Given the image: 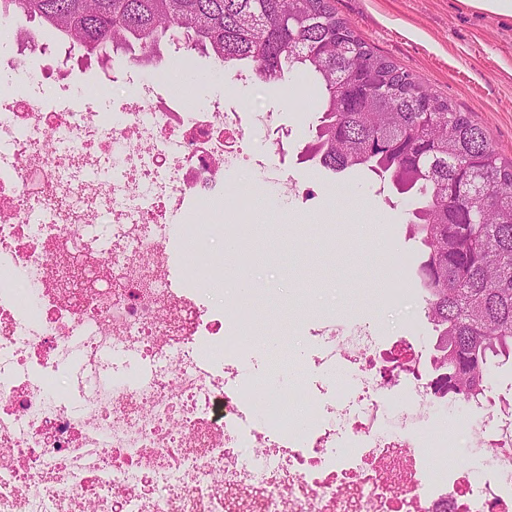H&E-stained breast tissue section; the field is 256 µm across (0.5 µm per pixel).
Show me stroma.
Masks as SVG:
<instances>
[{
	"label": "stroma",
	"mask_w": 512,
	"mask_h": 512,
	"mask_svg": "<svg viewBox=\"0 0 512 512\" xmlns=\"http://www.w3.org/2000/svg\"><path fill=\"white\" fill-rule=\"evenodd\" d=\"M332 3L363 40L469 113L499 155L512 160V21L472 15L457 0ZM137 68L119 54L108 68L72 59L67 73L89 98L104 94L119 104L133 96L127 75ZM138 69L155 78L160 93L175 86L195 105L217 100L243 112H270L277 127L290 131L286 151L270 160L288 165L305 196L282 201L249 170L225 172V184L247 188L251 207L243 221L253 225L261 252L244 275L228 273L222 289H203L204 299L221 304L244 280L264 306L256 322L263 336L272 335L278 311L286 310L289 366L295 370L314 352L310 328L332 317L387 341L406 337L431 354L434 332L421 290L400 302L388 298L391 267L399 261L414 267L421 257V245L409 233L413 204L366 168L335 173L304 159L301 149L318 123L322 97L310 73L293 71L276 83L238 80L200 53L168 45L157 62ZM467 414L464 408L433 412L419 433L427 458L455 469L480 455L460 429Z\"/></svg>",
	"instance_id": "35a3bbf8"
}]
</instances>
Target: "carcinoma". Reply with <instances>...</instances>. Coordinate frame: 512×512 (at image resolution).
Masks as SVG:
<instances>
[{
  "label": "carcinoma",
  "mask_w": 512,
  "mask_h": 512,
  "mask_svg": "<svg viewBox=\"0 0 512 512\" xmlns=\"http://www.w3.org/2000/svg\"><path fill=\"white\" fill-rule=\"evenodd\" d=\"M0 14L24 16L85 59L123 51L140 62L172 41L265 83L314 73L322 108L305 154L335 173L366 166L415 205L436 390L475 399L512 358V161L331 0H0Z\"/></svg>",
  "instance_id": "1"
}]
</instances>
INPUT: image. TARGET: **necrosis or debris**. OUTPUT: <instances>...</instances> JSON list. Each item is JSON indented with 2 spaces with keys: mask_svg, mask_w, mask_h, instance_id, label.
<instances>
[{
  "mask_svg": "<svg viewBox=\"0 0 512 512\" xmlns=\"http://www.w3.org/2000/svg\"><path fill=\"white\" fill-rule=\"evenodd\" d=\"M67 62L60 49L36 70L18 48L0 54L21 88L0 93V512H225L236 492L255 512H512V397H488L498 422L470 428L493 450L489 477L448 472L418 461L415 434L433 405L461 402L435 394L407 338L386 348L330 318L312 332L324 382L270 380L250 367L266 342L254 302L200 296L225 267L201 242L218 228L253 238L220 206L225 171L302 192L267 161L282 140L247 144L271 113L192 106L144 79L120 109H93L61 78ZM188 200L194 285L176 288L171 219ZM78 260L110 275L75 301ZM13 280L30 285L25 300Z\"/></svg>",
  "mask_w": 512,
  "mask_h": 512,
  "instance_id": "necrosis-or-debris-1",
  "label": "necrosis or debris"
}]
</instances>
